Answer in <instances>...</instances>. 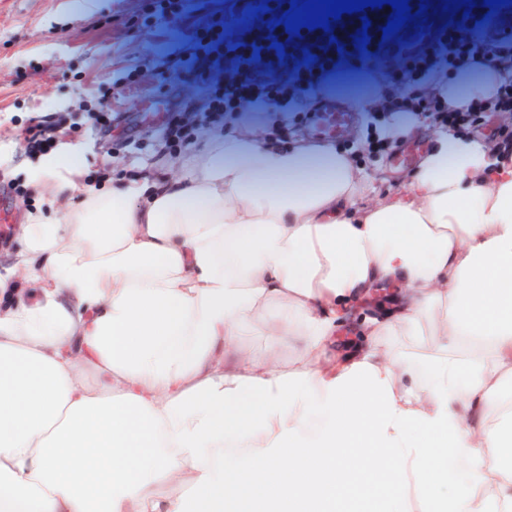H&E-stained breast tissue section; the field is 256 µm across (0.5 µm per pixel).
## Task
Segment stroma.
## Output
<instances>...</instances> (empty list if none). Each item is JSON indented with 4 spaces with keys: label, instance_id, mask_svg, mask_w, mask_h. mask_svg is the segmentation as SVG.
Returning a JSON list of instances; mask_svg holds the SVG:
<instances>
[{
    "label": "stroma",
    "instance_id": "stroma-1",
    "mask_svg": "<svg viewBox=\"0 0 512 512\" xmlns=\"http://www.w3.org/2000/svg\"><path fill=\"white\" fill-rule=\"evenodd\" d=\"M273 0H188L193 16L224 5L229 37H237L235 18L243 10L256 19L271 20ZM144 0H91L76 11L72 0H0V209L7 213L8 230L0 238V270L10 266L21 247L18 228L29 211L47 209L38 192L32 166L36 153L28 145V129L40 123L52 130L53 152L78 150L83 172L98 171L106 178L138 180L168 172L183 159L182 148L169 146L161 125L146 124L143 108L153 101H188L187 119L196 133L208 126L195 112L202 94L168 81L169 68L189 53L180 26L168 20L145 18ZM488 7L474 0L473 8L429 0L426 11L403 24L398 35L415 42L435 35L449 24H464L473 41L484 38L482 19ZM379 62L338 66L322 95H306L292 109L296 117L283 122L270 109L259 126L275 142H317L306 115L321 98L342 103L354 112L352 125L333 142L353 157L368 185L355 208L403 192L413 166L397 164L404 150L427 152L442 130L424 114L375 125L374 110L366 103ZM110 110L111 120L101 118ZM379 133L385 147L366 149V137ZM26 188L19 196L17 188Z\"/></svg>",
    "mask_w": 512,
    "mask_h": 512
}]
</instances>
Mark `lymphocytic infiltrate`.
<instances>
[{
	"mask_svg": "<svg viewBox=\"0 0 512 512\" xmlns=\"http://www.w3.org/2000/svg\"><path fill=\"white\" fill-rule=\"evenodd\" d=\"M290 2L276 0L271 27H254L251 38L230 42L225 38L223 11L193 17L183 0H147L150 16L171 17L189 31L190 58L172 77L203 91L204 122L217 128L239 120L245 112L287 107L300 93L317 88L339 62L379 60L391 48L396 61L388 66L374 96L380 113H427L440 128L455 133L468 132L487 111L512 115V37L492 35L477 43L458 26L452 38H440L420 50L399 47L394 36L383 33L394 13L388 4L342 14L326 30L304 27L293 33L282 20ZM363 32L368 40L361 45L357 38ZM488 63L497 73L491 94L468 98L465 106H449L447 99L429 92H412L413 87L441 81L448 71L470 75Z\"/></svg>",
	"mask_w": 512,
	"mask_h": 512,
	"instance_id": "1",
	"label": "lymphocytic infiltrate"
}]
</instances>
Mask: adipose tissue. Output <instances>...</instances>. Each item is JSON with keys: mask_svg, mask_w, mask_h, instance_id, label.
I'll return each instance as SVG.
<instances>
[{"mask_svg": "<svg viewBox=\"0 0 512 512\" xmlns=\"http://www.w3.org/2000/svg\"><path fill=\"white\" fill-rule=\"evenodd\" d=\"M184 152L100 187L40 159L53 211L0 274V512H512V159L451 135L356 210L333 146ZM423 323V359L388 344Z\"/></svg>", "mask_w": 512, "mask_h": 512, "instance_id": "obj_1", "label": "adipose tissue"}]
</instances>
